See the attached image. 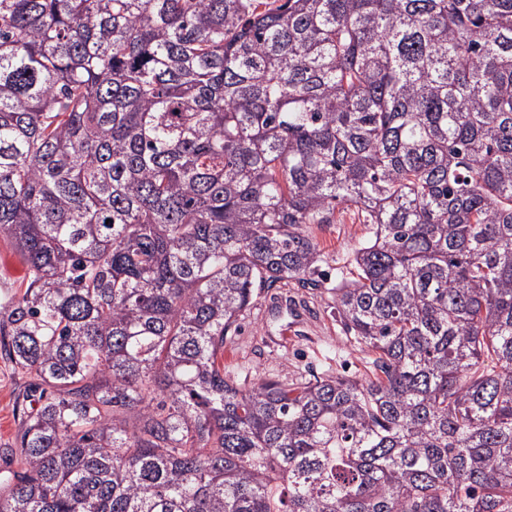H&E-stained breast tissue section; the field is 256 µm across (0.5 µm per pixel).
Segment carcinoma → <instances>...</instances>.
<instances>
[{
  "label": "carcinoma",
  "instance_id": "obj_1",
  "mask_svg": "<svg viewBox=\"0 0 512 512\" xmlns=\"http://www.w3.org/2000/svg\"><path fill=\"white\" fill-rule=\"evenodd\" d=\"M370 374L224 375L324 280ZM0 512H512V0H0ZM335 224H308L306 233L317 243L322 254V270L336 273V268L347 265L352 249L369 235V224H361L363 218L354 209L338 206ZM334 269V271H332ZM28 266L13 249L10 242L0 236V291L16 289L26 283ZM25 381L26 378L14 373L11 366L0 359V448L13 445L18 434L15 402Z\"/></svg>",
  "mask_w": 512,
  "mask_h": 512
}]
</instances>
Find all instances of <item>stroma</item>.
Here are the masks:
<instances>
[{"mask_svg":"<svg viewBox=\"0 0 512 512\" xmlns=\"http://www.w3.org/2000/svg\"><path fill=\"white\" fill-rule=\"evenodd\" d=\"M324 271L346 265L352 249L367 238L369 227L356 210L337 208L331 224H310ZM371 354L354 345L329 314L323 290L298 283L257 291L237 332L224 344V371L237 378L259 376L281 381L311 380L327 375H364ZM25 380L0 361V448L18 434L15 402Z\"/></svg>","mask_w":512,"mask_h":512,"instance_id":"stroma-1","label":"stroma"}]
</instances>
